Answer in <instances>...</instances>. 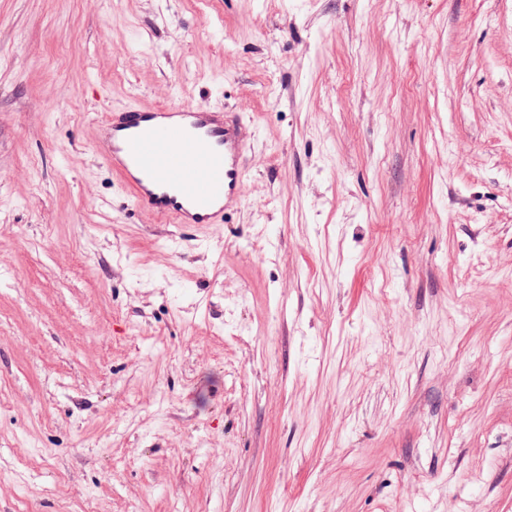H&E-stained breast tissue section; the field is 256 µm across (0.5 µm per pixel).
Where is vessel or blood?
<instances>
[{"label": "vessel or blood", "instance_id": "b4317fda", "mask_svg": "<svg viewBox=\"0 0 512 512\" xmlns=\"http://www.w3.org/2000/svg\"><path fill=\"white\" fill-rule=\"evenodd\" d=\"M93 147L157 224H220L243 201L247 140L237 117L204 106L107 112Z\"/></svg>", "mask_w": 512, "mask_h": 512}]
</instances>
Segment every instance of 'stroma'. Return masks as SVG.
<instances>
[{"label":"stroma","mask_w":512,"mask_h":512,"mask_svg":"<svg viewBox=\"0 0 512 512\" xmlns=\"http://www.w3.org/2000/svg\"><path fill=\"white\" fill-rule=\"evenodd\" d=\"M141 105L242 117L223 223ZM0 512H512V0H0ZM93 147L155 224H220L243 201L247 140L237 117L204 106L105 112Z\"/></svg>","instance_id":"35a3bbf8"}]
</instances>
